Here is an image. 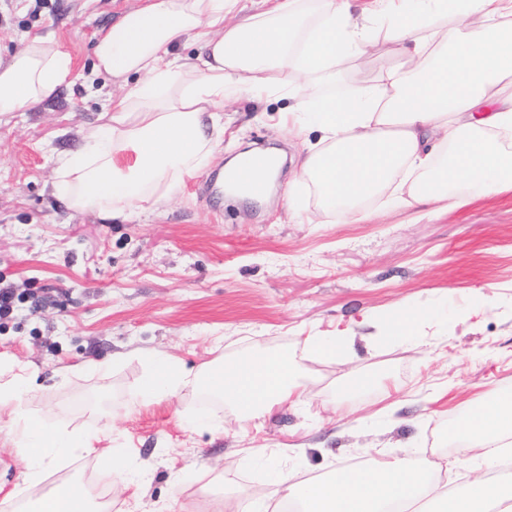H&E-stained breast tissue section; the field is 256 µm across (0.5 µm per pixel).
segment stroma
Returning <instances> with one entry per match:
<instances>
[{"label": "stroma", "instance_id": "35a3bbf8", "mask_svg": "<svg viewBox=\"0 0 512 512\" xmlns=\"http://www.w3.org/2000/svg\"><path fill=\"white\" fill-rule=\"evenodd\" d=\"M144 0H0V56L53 35L75 72L92 47ZM211 162L157 212L121 222L69 209L55 195L51 152L76 149L99 114L82 85L24 112L0 113V286L22 294L0 320V367L27 384L0 407V501L16 488L37 500L56 486L104 483L112 512H217L219 495L265 483L266 448L292 481L330 476L363 459L461 454L448 432L481 398L512 387V191L456 207L369 204L346 223L322 215L301 176L307 137L246 98L225 102ZM273 151L288 166L260 198L206 193L238 154ZM493 298V309L475 295ZM420 314L416 334L372 345L390 312ZM348 336L330 359L309 336ZM252 351L295 358L305 403H283L261 426L241 427L219 400L181 390L136 393L155 354L204 370ZM110 362L108 372L89 371ZM381 389L348 396L357 376ZM91 435V452L61 459L24 485L16 415ZM206 415L208 425L190 422ZM115 458L112 472L97 457Z\"/></svg>", "mask_w": 512, "mask_h": 512}]
</instances>
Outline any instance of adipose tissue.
<instances>
[{
	"label": "adipose tissue",
	"instance_id": "obj_1",
	"mask_svg": "<svg viewBox=\"0 0 512 512\" xmlns=\"http://www.w3.org/2000/svg\"><path fill=\"white\" fill-rule=\"evenodd\" d=\"M147 0L94 46L85 76L123 87L101 99L103 124L82 147L56 160L68 207L127 220L156 210L212 157L217 109L248 96L283 99L289 123L316 129L302 174L324 214L354 218L384 196L391 207L512 190V0ZM382 22L396 63L373 67L375 22ZM197 46L195 56L175 51ZM373 67L350 83L349 68ZM69 54L36 36L0 62V112H23L70 82ZM298 363L251 353L206 373L171 356L152 360L139 395L160 400L182 389L218 397L244 425L261 424L284 401L302 403ZM27 460V483L40 482L55 459L90 448L81 433L49 429L26 417L11 430ZM512 439V392L470 407L454 433L470 460L498 464ZM452 464L369 458L329 477L277 476L255 487L249 507L225 498L223 512H269L295 503L299 512H512V492L484 479L461 494L443 483Z\"/></svg>",
	"mask_w": 512,
	"mask_h": 512
}]
</instances>
